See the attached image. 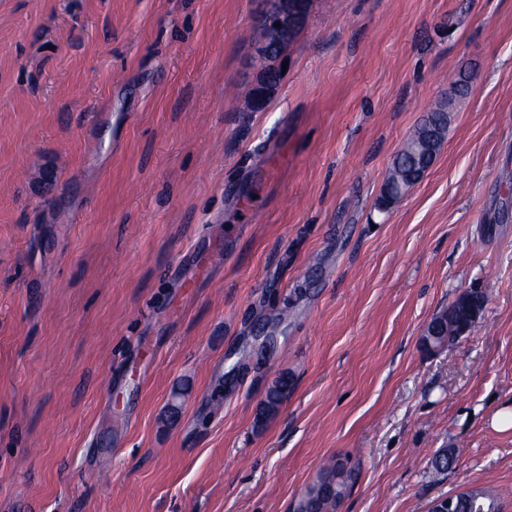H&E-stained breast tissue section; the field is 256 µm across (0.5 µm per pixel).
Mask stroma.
<instances>
[{
	"label": "stroma",
	"instance_id": "stroma-1",
	"mask_svg": "<svg viewBox=\"0 0 512 512\" xmlns=\"http://www.w3.org/2000/svg\"><path fill=\"white\" fill-rule=\"evenodd\" d=\"M270 7L0 0V512H294L331 458L336 512H512V0H313L257 110ZM430 129L435 130L441 139H444L448 132V112L444 103L437 101L427 113L423 122L414 130L413 134L406 140L401 150L396 154L389 168V181L396 182L403 180L401 174L409 171L413 179L419 178V172L424 168L418 166L417 161L423 152L422 143ZM433 320L438 321V327L437 331L439 333H443L447 330L448 335L447 336H426L427 335V328L431 321L428 323L425 329V338L424 341L426 344L432 345H439L445 342L447 339L448 341L454 339V334L457 332L458 328L461 326L462 323L465 322L464 317V308L463 303L460 300L455 301L448 310L436 315ZM290 390L288 374H282L268 388L265 399L262 403L261 416L269 417L275 414ZM452 503V512H477L483 507L485 511H491L498 496L489 488L468 489L464 492L452 495L449 498Z\"/></svg>",
	"mask_w": 512,
	"mask_h": 512
}]
</instances>
